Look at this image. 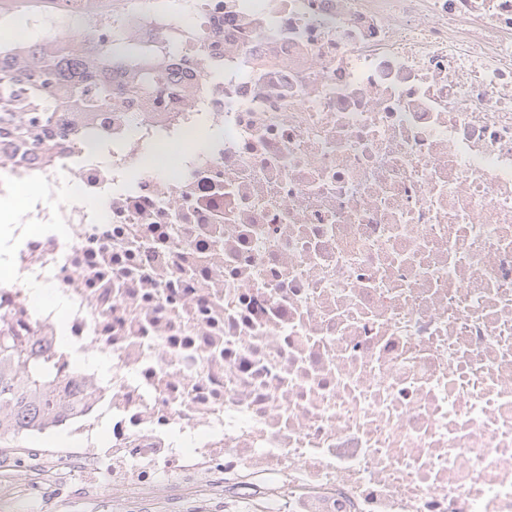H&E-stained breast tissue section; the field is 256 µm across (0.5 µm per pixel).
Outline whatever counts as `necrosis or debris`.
<instances>
[{
    "label": "necrosis or debris",
    "instance_id": "obj_1",
    "mask_svg": "<svg viewBox=\"0 0 512 512\" xmlns=\"http://www.w3.org/2000/svg\"><path fill=\"white\" fill-rule=\"evenodd\" d=\"M27 25L18 59L98 69L118 34L125 80L168 82L0 136V196L34 190L0 326L82 397L20 468L512 512V0H71Z\"/></svg>",
    "mask_w": 512,
    "mask_h": 512
}]
</instances>
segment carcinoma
<instances>
[{
    "label": "carcinoma",
    "mask_w": 512,
    "mask_h": 512,
    "mask_svg": "<svg viewBox=\"0 0 512 512\" xmlns=\"http://www.w3.org/2000/svg\"><path fill=\"white\" fill-rule=\"evenodd\" d=\"M111 71L94 72L81 61L65 59L48 45L32 61L15 63L0 52V132L23 146L41 127L55 124L69 108L98 112L118 96L133 92L151 96L163 81L161 73L145 70L130 86L116 70L134 64L129 45L111 48ZM65 88L57 100L46 96L53 85ZM49 370L34 358L28 341L11 335L0 342V443L21 438L20 428L47 424L70 410L58 401Z\"/></svg>",
    "instance_id": "carcinoma-1"
}]
</instances>
